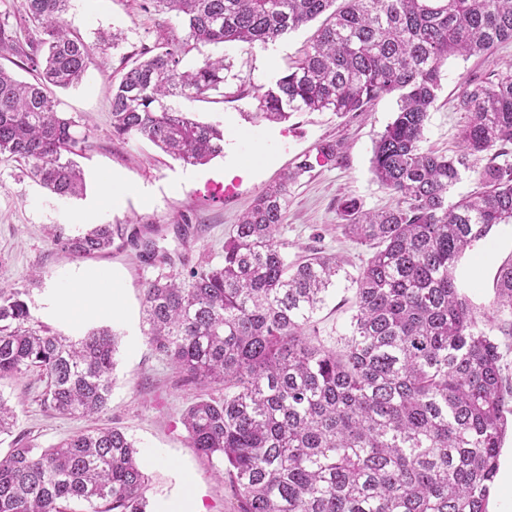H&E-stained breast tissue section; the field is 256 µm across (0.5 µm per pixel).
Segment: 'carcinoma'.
Here are the masks:
<instances>
[{
    "label": "carcinoma",
    "mask_w": 512,
    "mask_h": 512,
    "mask_svg": "<svg viewBox=\"0 0 512 512\" xmlns=\"http://www.w3.org/2000/svg\"><path fill=\"white\" fill-rule=\"evenodd\" d=\"M145 0L184 33H163L112 82V137L144 139L187 165L224 154V128L172 107L178 97L224 95V57H186L206 45L273 44L321 15L302 56L259 98L256 118L295 112H366L397 97L375 140L372 173L397 197L372 212L341 201L344 230L372 250L351 274L316 251L288 262L281 228L288 187L336 161L325 141L268 185L233 225L224 263L145 282L142 327L151 349L204 393L182 415L186 440L234 491L235 512H487L500 449L512 426L503 354L461 293L457 265L498 224L512 223V64L467 80L457 153L424 146L442 67L452 56L490 59L512 43V0ZM71 0H12L0 52L32 80L0 66V155L60 197L85 190L72 159L89 134L59 110L58 89L81 83L94 48L65 20ZM14 17L16 22L9 21ZM480 190L454 203L448 190L470 168ZM74 257L121 243L156 260L140 224L56 231ZM351 281L350 327L338 350L314 317L340 278ZM497 311L512 313V259L499 266ZM26 290L0 286V378L37 369L43 402L65 416L102 413L112 394L119 335L78 340L35 323ZM13 409L0 398V437ZM148 476L137 446L116 427L93 428L37 450L15 439L0 458V512H146Z\"/></svg>",
    "instance_id": "obj_1"
}]
</instances>
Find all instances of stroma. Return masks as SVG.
Masks as SVG:
<instances>
[{
	"mask_svg": "<svg viewBox=\"0 0 512 512\" xmlns=\"http://www.w3.org/2000/svg\"><path fill=\"white\" fill-rule=\"evenodd\" d=\"M144 0H71L66 16L71 27L90 45L100 31L122 30L124 41L106 51V63L91 66L78 87L61 91L64 111L87 118L93 134L76 160L86 179L79 198H59L30 179L22 166L0 156V285L27 290L36 321L65 336L78 337L108 326L120 336L112 395L105 413L87 419L62 416L43 405L45 383L37 373L0 380V397L15 409V435L46 448L77 432L118 427L135 441L140 461L150 478L149 512L175 497L182 476H190L205 512H232L229 489L216 475L221 464L201 457L186 440L180 422L195 401L194 387L183 385L170 364L155 355L142 330L143 288L161 273V266L141 261L136 251L115 249L106 254L75 258L57 249L49 238L58 228L67 235L94 224H119L133 219L154 226L151 238L159 253L168 255L177 272L208 268L224 262V241L232 224L253 199L295 160L314 152L324 140L340 143L339 163L316 167L288 192L282 236L290 247L289 260L318 249L341 256L348 272L369 255L367 247L347 238L338 204L357 199L367 210L389 206L391 197L371 171L373 146L393 118L396 99H379L371 111L339 117L332 112H298L288 122L245 120L256 111L263 86L286 71L318 27L310 22L275 44L247 47L228 44L224 52V93L205 100L179 98L175 105L201 122L224 127L232 157H218L201 166H186L149 142H122L112 137L110 92L123 57L152 46L159 33L176 26L175 17L143 7ZM512 62V44L501 46L494 62L481 58H449L425 130V144L439 151H455L466 118L457 110L464 79L479 78L492 65ZM114 178L121 191L113 202L102 177ZM239 179L229 199L203 195L206 180L224 183ZM512 258V224L492 228L486 239L467 252L458 267L463 293L478 312L490 309L498 267ZM95 276L122 291L116 312L91 307L81 296H69L77 280ZM351 283L340 280L324 308L316 315L321 342L338 348L350 324Z\"/></svg>",
	"mask_w": 512,
	"mask_h": 512,
	"instance_id": "stroma-1",
	"label": "stroma"
}]
</instances>
